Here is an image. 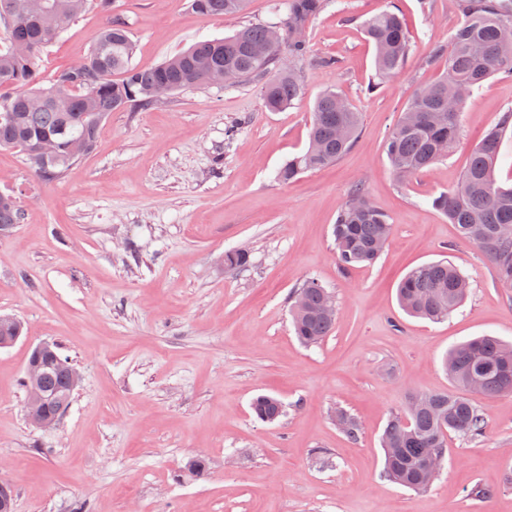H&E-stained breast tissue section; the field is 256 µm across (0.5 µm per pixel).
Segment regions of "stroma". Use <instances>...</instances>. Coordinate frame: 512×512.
Segmentation results:
<instances>
[{"instance_id": "35a3bbf8", "label": "stroma", "mask_w": 512, "mask_h": 512, "mask_svg": "<svg viewBox=\"0 0 512 512\" xmlns=\"http://www.w3.org/2000/svg\"><path fill=\"white\" fill-rule=\"evenodd\" d=\"M189 0H116L135 46L132 63L159 65L198 41L281 18L275 0L235 16L202 18ZM395 3L415 45L402 73L374 94L366 19ZM105 17L88 10L41 55V76L80 60ZM460 16L449 0H327L309 23L307 52L291 59L302 95L266 109L261 83L206 87L115 112L94 150L56 182H42L16 150H0V193L23 220L0 237V316L24 333L0 348V476L15 512H512V394L469 398L482 437H448L425 491L383 474V430L414 391H454L449 348L490 334L512 341V288L431 200L453 187L472 146L512 108V81L487 79L467 100L452 154L408 181L394 178L384 143L415 91L442 65ZM336 64L321 67L320 59ZM360 114L357 139L335 164L282 183L276 172L308 147L324 90ZM386 213L388 246L370 266L342 270L332 226L354 187ZM242 249L246 267L224 254ZM445 260L471 283L464 304L431 322L406 314L399 281ZM316 280L336 301L330 336L306 346L292 293ZM57 344L82 383L61 424L24 415L21 379L31 349ZM276 396L273 423L251 403ZM355 418L359 436L337 425ZM208 470L187 476L190 458ZM484 497H476V489Z\"/></svg>"}]
</instances>
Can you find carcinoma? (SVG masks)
<instances>
[{"label": "carcinoma", "instance_id": "carcinoma-1", "mask_svg": "<svg viewBox=\"0 0 512 512\" xmlns=\"http://www.w3.org/2000/svg\"><path fill=\"white\" fill-rule=\"evenodd\" d=\"M18 0H0V149L21 151L34 176L53 182L94 148L102 123L114 112L134 105L146 108L161 98L211 85V75L228 70L235 83H263L266 107L289 106L301 94L296 73L285 66L282 48L294 57L304 55L307 24L325 7V0H287L280 21L281 38L269 39L270 24H252L224 39L195 43L156 67L132 64L133 42L124 23L112 19L101 0H44L36 17L16 11ZM248 0H189L203 18L243 12ZM106 21L99 38L81 60L43 84L39 72L42 52L90 7ZM462 21L448 45L433 44L428 59L443 61L438 81L419 89L400 115L385 142L391 173L399 180L432 167L454 149L459 117L470 94L484 80L499 76L512 80V0H455ZM364 32L375 48V76L366 94L397 77L413 44L399 12L386 8L367 19ZM360 125L339 93L325 91L316 101L309 127L308 149L279 169L283 183L334 163L352 146ZM512 132V109L502 112L496 125L471 151L460 182L432 198V206L455 225L466 242L478 247L512 281V187L497 184L494 175L502 137ZM21 220L16 197L0 194V230L14 231ZM392 231L386 215L375 209L357 187L340 209L333 236L336 260L344 270L375 263ZM470 292L469 278L454 265L435 262L410 271L398 286V301L408 313L434 321L451 316ZM330 292L311 280L298 288L290 306L299 341L322 342L334 328L336 316L325 309ZM18 319L0 321V344L10 346L23 335ZM28 362L41 367L37 391L40 415L49 422L63 417L73 391V364L48 344L31 351ZM457 392L414 393L406 415L392 417L383 432L384 474L413 490L433 483L427 462L444 463L448 435L475 439L484 430V416L465 396L512 392V344L495 336L461 342L444 360ZM256 417L267 422L280 416V401L261 395L252 404Z\"/></svg>", "mask_w": 512, "mask_h": 512}]
</instances>
